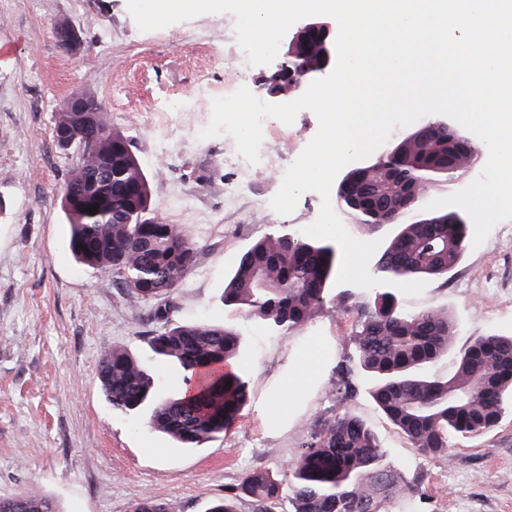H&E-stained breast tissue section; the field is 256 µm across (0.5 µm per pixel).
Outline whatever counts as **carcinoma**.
I'll use <instances>...</instances> for the list:
<instances>
[{
    "instance_id": "obj_1",
    "label": "carcinoma",
    "mask_w": 512,
    "mask_h": 512,
    "mask_svg": "<svg viewBox=\"0 0 512 512\" xmlns=\"http://www.w3.org/2000/svg\"><path fill=\"white\" fill-rule=\"evenodd\" d=\"M75 97L97 101L93 112L61 106L53 137L78 133L84 146L60 187L61 205L71 226L69 247L76 259L113 284L154 302L147 342L158 356L182 370V395L156 403L149 426L178 445L200 448L229 432L246 406L252 375L243 335L230 325L175 321L173 293L193 266L196 244L184 227L158 216L151 182L128 137L112 127L102 100L89 92ZM480 146L459 130L450 137L437 128L398 142L386 161L373 162L354 176L365 190L367 212L350 211L351 224L395 222L398 234L382 253L373 276L389 281L370 288L374 301H357V292L336 295V308L360 314L354 347L338 364L332 390L348 398L359 389L349 382L358 369L375 407L403 434L417 455L448 458L455 440L487 435L512 411V335L482 333L458 350V323L446 308L405 309L390 283L441 278L462 259L473 225L453 212L433 224L405 222L402 209L410 190L444 181L454 165L461 176L480 155ZM98 208L94 215L86 212ZM336 245L276 225L240 256L224 286V309L254 321L271 335L305 327L321 310L327 284L336 277ZM453 353L445 376L434 365ZM99 375L112 409L139 411L155 389L153 377L124 347L106 343ZM412 492V485L390 465L379 440L358 416L324 418L311 431L288 467V482L262 466L253 467L224 499L203 512H236L238 500H288L289 512H387L384 503ZM0 512H55L38 494L0 501ZM132 512H180V505L146 496Z\"/></svg>"
}]
</instances>
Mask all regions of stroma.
Instances as JSON below:
<instances>
[{
  "label": "stroma",
  "instance_id": "1",
  "mask_svg": "<svg viewBox=\"0 0 512 512\" xmlns=\"http://www.w3.org/2000/svg\"><path fill=\"white\" fill-rule=\"evenodd\" d=\"M73 27L80 44L65 49L56 29ZM13 54L0 62V500L43 495L58 512H131L146 496L201 512L257 465L278 477L297 456L317 421L344 413L364 419L395 470L416 484L388 512H512V412L480 440L463 442L446 460L418 456L367 394L346 400L331 390L336 366L352 347L357 310L327 300L303 329L271 335L225 311L224 279L241 253L273 225L303 228L318 216V193L300 196L294 212L275 213L270 201L287 168L315 137L314 112L292 123L268 118L262 145L274 165L242 187L241 206L224 196L238 170L223 156L234 139H199L207 112H165L173 100L197 98L202 85L228 92L254 88L262 66L236 80L229 65L236 40L224 17L202 14L143 31L127 0H0V43ZM89 90L107 105L114 127L130 139L153 182L165 219L184 225L196 243L193 266L174 293L177 321L221 324L242 331L253 372L251 401L234 427L204 447H178L152 431L147 413L113 411L100 381L103 344L124 346L157 378V398L183 392L182 372L154 354L145 338L152 302L115 288L110 277L71 255L59 189L75 152L53 139L55 114L72 94ZM512 220L498 223L479 247L409 309L446 307L458 321L457 345L480 332L512 331ZM322 345L321 371L304 378L287 411L263 402Z\"/></svg>",
  "mask_w": 512,
  "mask_h": 512
}]
</instances>
